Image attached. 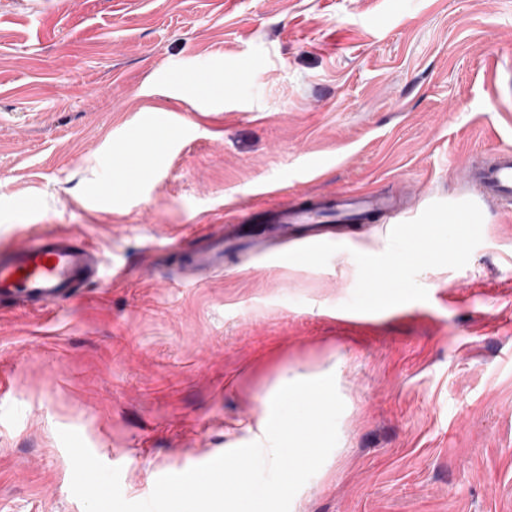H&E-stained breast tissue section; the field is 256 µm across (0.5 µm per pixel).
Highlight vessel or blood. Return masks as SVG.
Listing matches in <instances>:
<instances>
[{
  "label": "vessel or blood",
  "instance_id": "b4317fda",
  "mask_svg": "<svg viewBox=\"0 0 512 512\" xmlns=\"http://www.w3.org/2000/svg\"><path fill=\"white\" fill-rule=\"evenodd\" d=\"M468 184L481 200L467 214L449 213V223L468 219L473 227H483L482 203L512 201V148L498 149L488 160L473 164ZM396 213L393 200L383 194L347 190L329 199L286 205L265 212H246L243 222L253 243H284L279 262L300 259L290 241L302 240L305 247L325 245L324 218L357 224L371 223L374 216L390 218ZM230 231L205 234L201 249L189 254L184 267L189 272L206 273L224 262V248L233 240ZM100 277V259L96 248L82 237L54 230L42 231L20 243L0 246V307L20 305L43 311L51 305L75 299L82 288Z\"/></svg>",
  "mask_w": 512,
  "mask_h": 512
}]
</instances>
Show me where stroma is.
Returning <instances> with one entry per match:
<instances>
[{
	"label": "stroma",
	"mask_w": 512,
	"mask_h": 512,
	"mask_svg": "<svg viewBox=\"0 0 512 512\" xmlns=\"http://www.w3.org/2000/svg\"><path fill=\"white\" fill-rule=\"evenodd\" d=\"M507 70L512 0H0V245L77 234L104 274L0 316V512H84L59 430L140 501L251 443L284 370L332 365L339 446L290 512H512V217L448 233L468 155L512 147ZM165 118L127 183L113 151ZM345 190L403 213L299 267L256 247L182 276L193 225ZM407 231L430 263L402 262ZM373 267L401 293L377 301Z\"/></svg>",
	"instance_id": "35a3bbf8"
}]
</instances>
